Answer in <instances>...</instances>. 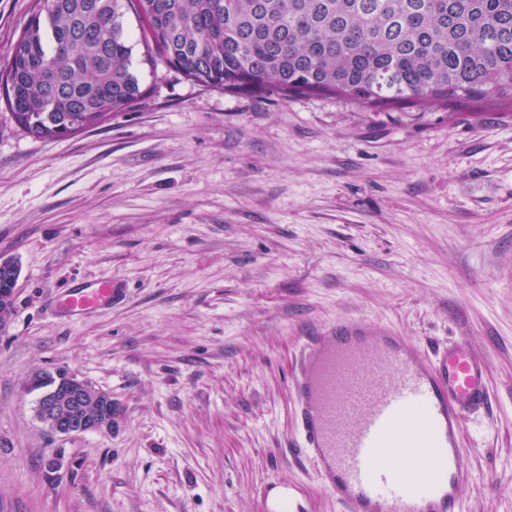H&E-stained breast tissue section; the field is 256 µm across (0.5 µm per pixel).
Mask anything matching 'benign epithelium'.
<instances>
[{"label": "benign epithelium", "mask_w": 512, "mask_h": 512, "mask_svg": "<svg viewBox=\"0 0 512 512\" xmlns=\"http://www.w3.org/2000/svg\"><path fill=\"white\" fill-rule=\"evenodd\" d=\"M103 405H112V394L74 374L60 372L38 398L36 414L52 433L61 436L110 432L114 423L112 417L100 414Z\"/></svg>", "instance_id": "7a95c632"}]
</instances>
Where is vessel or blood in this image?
I'll return each mask as SVG.
<instances>
[{
    "mask_svg": "<svg viewBox=\"0 0 512 512\" xmlns=\"http://www.w3.org/2000/svg\"><path fill=\"white\" fill-rule=\"evenodd\" d=\"M112 282L68 288L65 308L112 301ZM489 365L455 337L418 354L387 326L339 320L304 336L289 391L295 446L343 512H461L466 420L493 408Z\"/></svg>",
    "mask_w": 512,
    "mask_h": 512,
    "instance_id": "vessel-or-blood-1",
    "label": "vessel or blood"
}]
</instances>
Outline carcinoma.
I'll return each mask as SVG.
<instances>
[{
	"mask_svg": "<svg viewBox=\"0 0 512 512\" xmlns=\"http://www.w3.org/2000/svg\"><path fill=\"white\" fill-rule=\"evenodd\" d=\"M129 12L150 60L206 87L512 106V0H34L0 71L20 129L61 139L137 103Z\"/></svg>",
	"mask_w": 512,
	"mask_h": 512,
	"instance_id": "cac0c4a2",
	"label": "carcinoma"
}]
</instances>
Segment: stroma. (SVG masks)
Returning a JSON list of instances; mask_svg holds the SVG:
<instances>
[{"mask_svg":"<svg viewBox=\"0 0 512 512\" xmlns=\"http://www.w3.org/2000/svg\"><path fill=\"white\" fill-rule=\"evenodd\" d=\"M33 0H0V66ZM144 98L33 138L0 100V512H342L293 457L302 336L347 318L433 353L468 336L493 416L469 422L463 512H512V106L369 110L208 89L136 65ZM121 298L72 316L71 285ZM112 396L115 429L38 420L36 376ZM58 468H49L50 459Z\"/></svg>","mask_w":512,"mask_h":512,"instance_id":"obj_1","label":"stroma"}]
</instances>
